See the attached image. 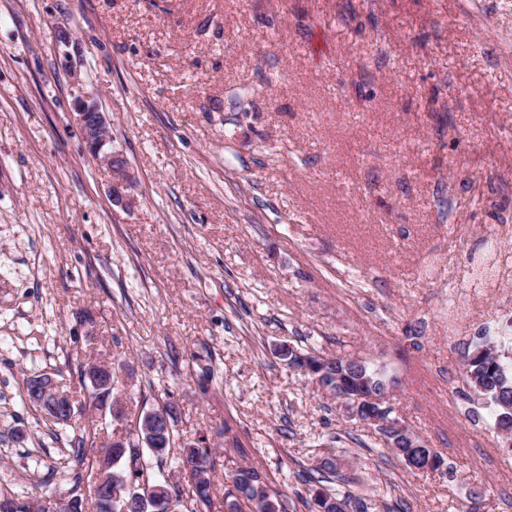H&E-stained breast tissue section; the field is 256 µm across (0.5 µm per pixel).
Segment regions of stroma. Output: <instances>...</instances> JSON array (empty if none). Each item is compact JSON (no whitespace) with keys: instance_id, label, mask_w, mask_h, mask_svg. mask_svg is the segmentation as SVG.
<instances>
[{"instance_id":"obj_1","label":"stroma","mask_w":512,"mask_h":512,"mask_svg":"<svg viewBox=\"0 0 512 512\" xmlns=\"http://www.w3.org/2000/svg\"><path fill=\"white\" fill-rule=\"evenodd\" d=\"M80 98L112 122L127 204ZM506 224L512 0H0V488L68 497L75 431L23 384L78 391L95 356L130 414L171 399L179 440L215 449L197 512H224L244 462L310 512L328 448L368 512L476 492L512 512V446L463 377L480 337L512 353V274H468L488 245L512 256ZM284 346L395 379L391 416L440 470L408 471ZM75 110V120L88 153L112 171L113 201L120 203L124 199L122 190L132 184L133 175L125 161L109 150V145L112 144L111 123L95 102L77 99Z\"/></svg>"}]
</instances>
